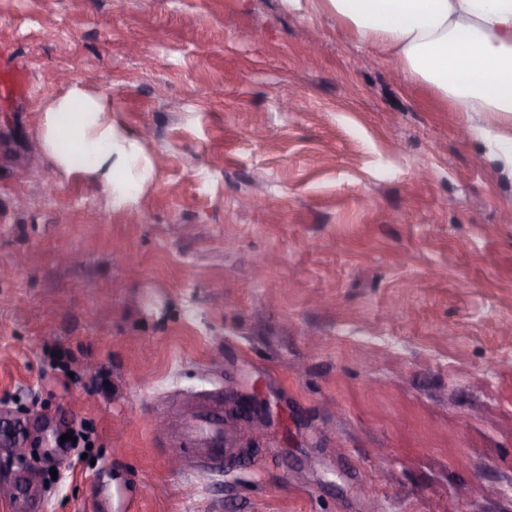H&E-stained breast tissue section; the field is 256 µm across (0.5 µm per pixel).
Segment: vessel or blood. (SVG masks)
Instances as JSON below:
<instances>
[{"label":"vessel or blood","instance_id":"b4317fda","mask_svg":"<svg viewBox=\"0 0 512 512\" xmlns=\"http://www.w3.org/2000/svg\"><path fill=\"white\" fill-rule=\"evenodd\" d=\"M234 435L224 431V400L215 397L196 404L188 421L171 437L173 447L184 449L196 466L218 468L234 445Z\"/></svg>","mask_w":512,"mask_h":512}]
</instances>
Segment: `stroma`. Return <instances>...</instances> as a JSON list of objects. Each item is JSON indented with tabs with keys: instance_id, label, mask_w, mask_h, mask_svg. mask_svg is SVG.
Here are the masks:
<instances>
[{
	"instance_id": "1",
	"label": "stroma",
	"mask_w": 512,
	"mask_h": 512,
	"mask_svg": "<svg viewBox=\"0 0 512 512\" xmlns=\"http://www.w3.org/2000/svg\"><path fill=\"white\" fill-rule=\"evenodd\" d=\"M0 69V512H512L511 125L288 0H0ZM74 81L157 163L130 207L40 149ZM217 388L251 448L171 467Z\"/></svg>"
}]
</instances>
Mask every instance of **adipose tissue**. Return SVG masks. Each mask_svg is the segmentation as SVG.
<instances>
[{
  "label": "adipose tissue",
  "instance_id": "obj_1",
  "mask_svg": "<svg viewBox=\"0 0 512 512\" xmlns=\"http://www.w3.org/2000/svg\"><path fill=\"white\" fill-rule=\"evenodd\" d=\"M328 14L349 35L393 58L456 112L512 122V0H288ZM43 152L65 178L101 185L125 208L151 179L154 161L114 122L104 98L79 83L53 100L39 127Z\"/></svg>",
  "mask_w": 512,
  "mask_h": 512
}]
</instances>
